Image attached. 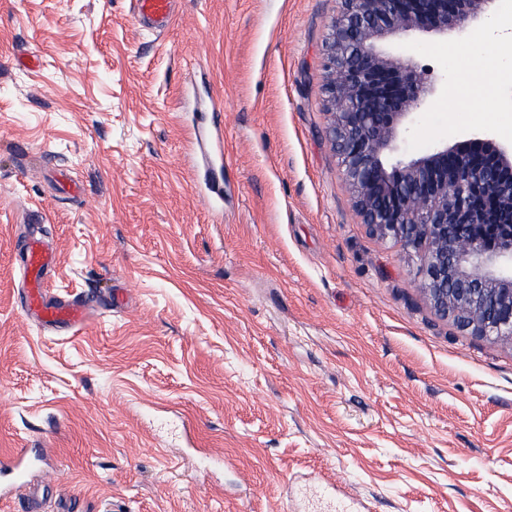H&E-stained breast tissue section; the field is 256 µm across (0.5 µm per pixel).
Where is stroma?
Wrapping results in <instances>:
<instances>
[{"label":"stroma","instance_id":"obj_1","mask_svg":"<svg viewBox=\"0 0 512 512\" xmlns=\"http://www.w3.org/2000/svg\"><path fill=\"white\" fill-rule=\"evenodd\" d=\"M337 0H0V454L51 457L48 512H512V343L439 318L419 259L355 212L323 91ZM385 50L429 68L408 154L512 143L484 30ZM196 89L215 110L184 117ZM224 147V209L199 132ZM74 333L23 310L27 239ZM135 18L140 29L159 35L171 29L177 21L175 0H134Z\"/></svg>","mask_w":512,"mask_h":512}]
</instances>
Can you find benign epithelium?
<instances>
[{
	"label": "benign epithelium",
	"mask_w": 512,
	"mask_h": 512,
	"mask_svg": "<svg viewBox=\"0 0 512 512\" xmlns=\"http://www.w3.org/2000/svg\"><path fill=\"white\" fill-rule=\"evenodd\" d=\"M324 55L326 135L369 232L421 256L418 286L434 312L512 342V146L484 135L395 158L411 116L434 93L429 70L383 42L446 33L498 0H339Z\"/></svg>",
	"instance_id": "benign-epithelium-1"
}]
</instances>
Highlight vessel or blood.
<instances>
[{
    "label": "vessel or blood",
    "instance_id": "1",
    "mask_svg": "<svg viewBox=\"0 0 512 512\" xmlns=\"http://www.w3.org/2000/svg\"><path fill=\"white\" fill-rule=\"evenodd\" d=\"M135 18L140 29L164 34L176 21L175 0H134ZM55 257L40 242H30L24 253L28 288L25 309L38 322L47 326L76 329L87 318L94 304L93 297H74L53 300L45 286L44 273L54 265ZM28 449L20 448L0 457V495L11 492L16 484L24 482L37 466Z\"/></svg>",
    "mask_w": 512,
    "mask_h": 512
}]
</instances>
